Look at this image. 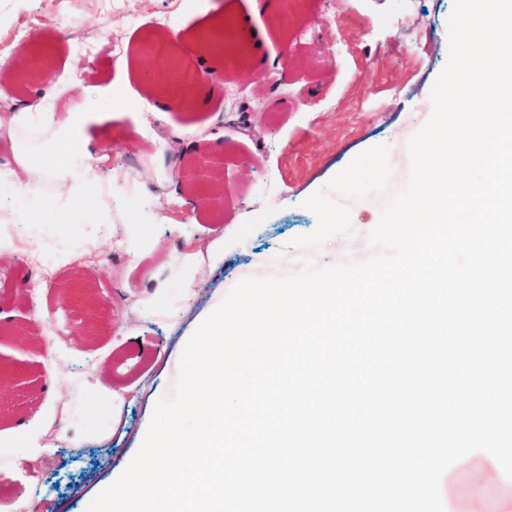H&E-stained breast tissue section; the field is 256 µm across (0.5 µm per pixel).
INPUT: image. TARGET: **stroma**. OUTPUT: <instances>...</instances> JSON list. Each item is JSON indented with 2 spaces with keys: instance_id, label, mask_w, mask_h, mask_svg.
Returning <instances> with one entry per match:
<instances>
[{
  "instance_id": "obj_1",
  "label": "stroma",
  "mask_w": 512,
  "mask_h": 512,
  "mask_svg": "<svg viewBox=\"0 0 512 512\" xmlns=\"http://www.w3.org/2000/svg\"><path fill=\"white\" fill-rule=\"evenodd\" d=\"M172 0H129L122 53L102 31L108 0H0V58L25 56L31 44L52 48L46 69L26 84L0 77V114L19 98H43L47 112L90 107L91 89H111L112 118L89 128V146L58 139L47 165L87 166L91 152L112 159L94 180L72 187L70 206L32 203L31 224L51 225L67 247L98 248L81 276L95 297L86 312L64 289L74 263L25 261L27 235L1 248L0 323L35 329L33 345L0 338V367L20 370L25 384L0 387V507L16 512H87L143 442L156 402L172 396L183 348L242 279L297 274L363 261L375 248L369 233L386 199L407 183L409 138L430 118L431 88L448 58L453 0H290L288 27L253 15L248 0H182L169 26ZM226 12L266 31L258 72L213 91L188 110L164 105L137 71L149 36L175 31L184 60L199 63L193 29ZM259 109L263 127L247 136L224 126L231 103ZM209 130L210 152L224 157L220 206L201 202L172 175L168 135L194 153L191 129ZM109 187L119 210L102 209ZM345 209L347 221L329 220ZM94 324L97 337L80 330ZM65 425V444L31 467L27 438H48ZM458 499L477 512H501L512 480L474 487L457 470Z\"/></svg>"
}]
</instances>
